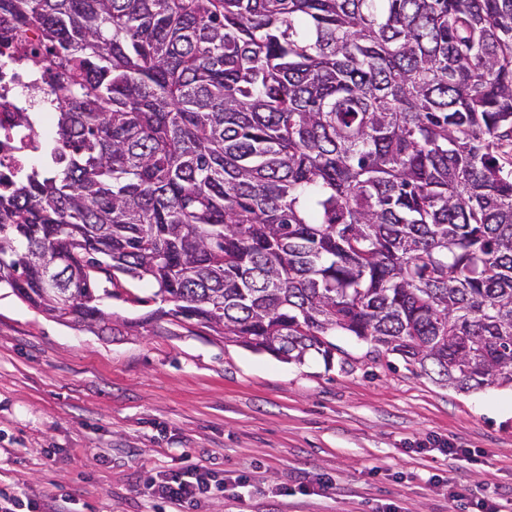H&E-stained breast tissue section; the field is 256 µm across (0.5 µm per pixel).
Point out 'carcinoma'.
Masks as SVG:
<instances>
[{
    "mask_svg": "<svg viewBox=\"0 0 512 512\" xmlns=\"http://www.w3.org/2000/svg\"><path fill=\"white\" fill-rule=\"evenodd\" d=\"M0 45L63 89L0 174L34 309L110 331L129 277L145 323L512 386V0H0ZM157 287L146 281L126 279L117 290L118 295L103 302V309L112 313L114 324L121 325L124 320L138 321L147 312L158 307L170 306L160 301V297H154ZM135 299L147 301L137 303Z\"/></svg>",
    "mask_w": 512,
    "mask_h": 512,
    "instance_id": "obj_1",
    "label": "carcinoma"
}]
</instances>
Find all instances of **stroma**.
Segmentation results:
<instances>
[{
	"label": "stroma",
	"instance_id": "1",
	"mask_svg": "<svg viewBox=\"0 0 512 512\" xmlns=\"http://www.w3.org/2000/svg\"><path fill=\"white\" fill-rule=\"evenodd\" d=\"M155 291L124 280L103 308L133 327L101 336L0 288L1 491L149 512L151 476L207 467L224 489L194 512H512V387L457 392L351 336L328 366L160 333Z\"/></svg>",
	"mask_w": 512,
	"mask_h": 512
}]
</instances>
